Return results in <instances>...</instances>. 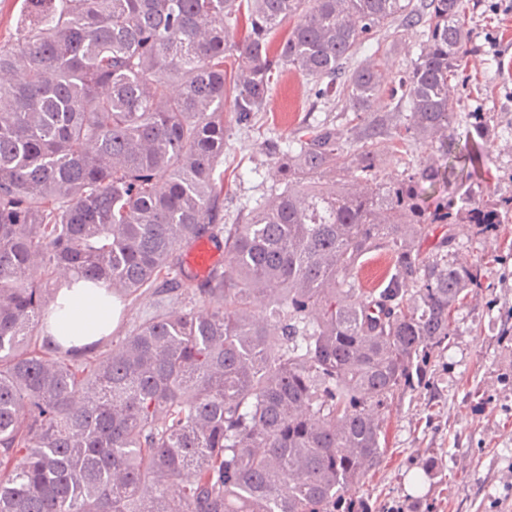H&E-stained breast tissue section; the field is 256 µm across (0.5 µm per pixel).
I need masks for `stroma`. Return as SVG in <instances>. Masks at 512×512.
Segmentation results:
<instances>
[{"label":"stroma","instance_id":"35a3bbf8","mask_svg":"<svg viewBox=\"0 0 512 512\" xmlns=\"http://www.w3.org/2000/svg\"><path fill=\"white\" fill-rule=\"evenodd\" d=\"M469 40L450 85L463 112L494 115L484 163L463 169L454 155L471 147L468 125H457L446 150L425 161L446 170L440 195L459 196L478 187L512 196V0H466ZM415 34L400 32L397 45L369 40L360 57L381 59L385 84L416 55ZM301 73L283 75L265 112L248 131L224 132V221L235 223L242 207H256L278 186L277 171L262 149L268 137H287L301 122L324 120L322 106ZM452 233L448 258L481 260L484 287L469 293L456 331L427 367L414 391L395 401L383 420L385 448L378 469L354 486L352 499L368 512H512V224L477 238L471 225H438ZM469 467H461V458Z\"/></svg>","mask_w":512,"mask_h":512}]
</instances>
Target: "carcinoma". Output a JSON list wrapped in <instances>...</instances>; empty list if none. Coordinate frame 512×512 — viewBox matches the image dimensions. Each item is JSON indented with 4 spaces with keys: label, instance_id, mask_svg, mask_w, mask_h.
I'll use <instances>...</instances> for the list:
<instances>
[{
    "label": "carcinoma",
    "instance_id": "cac0c4a2",
    "mask_svg": "<svg viewBox=\"0 0 512 512\" xmlns=\"http://www.w3.org/2000/svg\"><path fill=\"white\" fill-rule=\"evenodd\" d=\"M463 13L22 0L0 41V512H358L343 492L380 465L385 412L485 276L448 261L452 235L421 243L436 224L490 236L512 222V198L429 202L445 173L418 159L456 124L491 134L490 113L449 94ZM413 29L394 87L355 61ZM289 70L353 118L265 140L282 191L226 224L224 105L251 128ZM384 95L392 110L362 117ZM383 150L403 167L387 180ZM199 239L220 252L202 280L183 269ZM381 251L386 273L364 288L362 258ZM79 279L148 288L157 309L98 353L64 348L39 328ZM197 296L199 311L166 308Z\"/></svg>",
    "mask_w": 512,
    "mask_h": 512
}]
</instances>
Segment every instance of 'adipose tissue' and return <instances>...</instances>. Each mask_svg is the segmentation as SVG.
Segmentation results:
<instances>
[{"label": "adipose tissue", "mask_w": 512, "mask_h": 512, "mask_svg": "<svg viewBox=\"0 0 512 512\" xmlns=\"http://www.w3.org/2000/svg\"><path fill=\"white\" fill-rule=\"evenodd\" d=\"M51 318L53 337L64 347L82 348L109 335L116 326L121 306L102 289L88 283L61 288Z\"/></svg>", "instance_id": "obj_1"}]
</instances>
